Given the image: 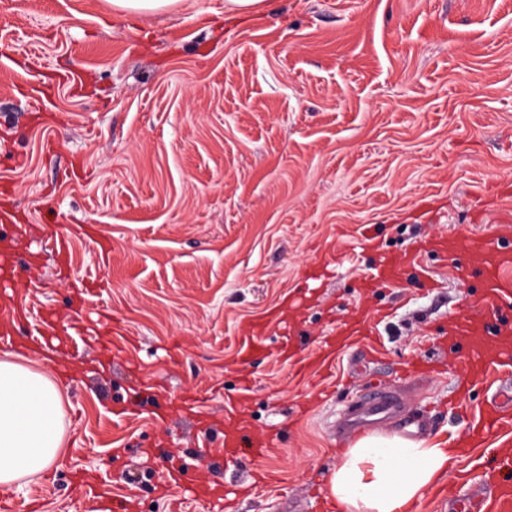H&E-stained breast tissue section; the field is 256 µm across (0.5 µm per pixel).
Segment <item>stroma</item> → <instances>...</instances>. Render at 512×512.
<instances>
[{"mask_svg":"<svg viewBox=\"0 0 512 512\" xmlns=\"http://www.w3.org/2000/svg\"><path fill=\"white\" fill-rule=\"evenodd\" d=\"M83 74L35 101L48 76ZM512 0H224L155 13L111 0H0V359L64 377L65 451L0 485L39 512H84L80 472L127 512H318L354 435L345 419L384 380L457 441L512 363L448 355L482 301L467 255L512 215ZM395 288L367 293L383 257ZM364 313L368 335L309 388L279 334L241 363L248 326L281 317L298 353ZM240 429L279 446L251 466L219 449ZM412 264L413 262L410 256L405 255L399 261L376 268V272L371 278V288H381L389 278H391L390 280L392 281H398L406 269Z\"/></svg>","mask_w":512,"mask_h":512,"instance_id":"35a3bbf8","label":"stroma"}]
</instances>
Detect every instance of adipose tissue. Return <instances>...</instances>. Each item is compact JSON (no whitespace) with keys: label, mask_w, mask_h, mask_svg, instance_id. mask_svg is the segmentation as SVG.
Segmentation results:
<instances>
[{"label":"adipose tissue","mask_w":512,"mask_h":512,"mask_svg":"<svg viewBox=\"0 0 512 512\" xmlns=\"http://www.w3.org/2000/svg\"><path fill=\"white\" fill-rule=\"evenodd\" d=\"M62 393L46 373L0 360V485L38 475L62 455ZM452 459L451 450L437 443L366 434L345 452L329 491L348 512H405Z\"/></svg>","instance_id":"ef3b65f1"}]
</instances>
